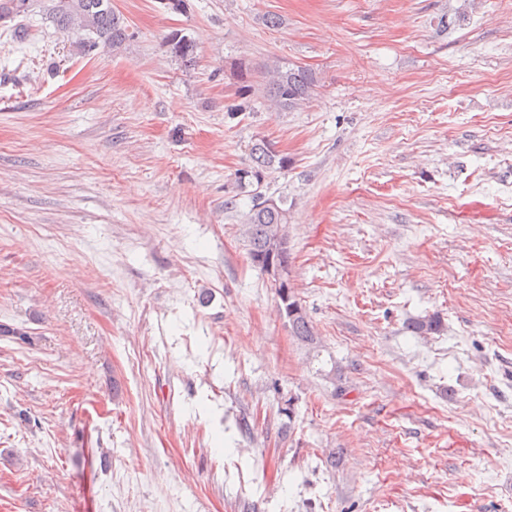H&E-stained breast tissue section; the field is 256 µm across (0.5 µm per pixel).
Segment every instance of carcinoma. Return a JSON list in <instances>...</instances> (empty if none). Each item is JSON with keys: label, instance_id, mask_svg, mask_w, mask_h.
<instances>
[{"label": "carcinoma", "instance_id": "carcinoma-1", "mask_svg": "<svg viewBox=\"0 0 512 512\" xmlns=\"http://www.w3.org/2000/svg\"><path fill=\"white\" fill-rule=\"evenodd\" d=\"M34 0H0V22L12 21L27 12ZM47 18L63 33L84 34L77 42L80 53L89 55L102 49H120L131 38L123 16L112 10L110 0H51ZM166 44L175 61L188 68L196 62V42L180 30L171 31ZM317 73L300 65H276L270 71L267 96L274 106L291 109L310 100L318 86ZM288 168V157L277 152L269 142L259 139L251 148L250 164L237 170L236 187L243 193L261 183L266 171ZM258 199L241 225L242 237L247 242L252 264L264 271L266 262L272 260L284 267L289 263V250L284 246L272 253L268 245L277 237L280 226L288 223V201L279 198L274 204L254 194ZM277 309L280 317L288 322L291 336L311 349L317 347L312 322L290 288H277ZM437 316L418 319L411 324L419 335H429L440 330Z\"/></svg>", "mask_w": 512, "mask_h": 512}]
</instances>
